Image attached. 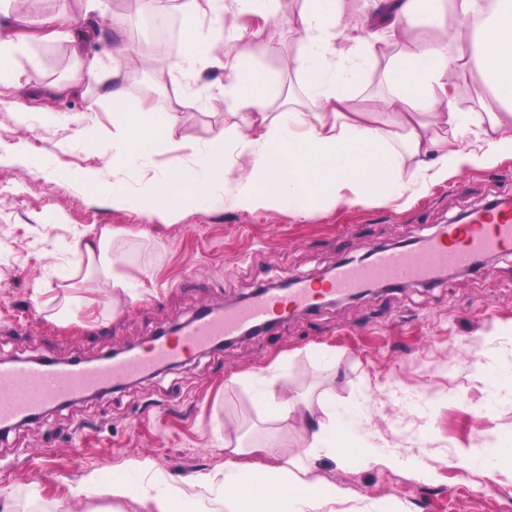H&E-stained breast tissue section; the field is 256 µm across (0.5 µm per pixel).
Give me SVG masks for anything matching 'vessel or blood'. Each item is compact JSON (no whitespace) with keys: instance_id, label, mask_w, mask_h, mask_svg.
Masks as SVG:
<instances>
[{"instance_id":"obj_1","label":"vessel or blood","mask_w":512,"mask_h":512,"mask_svg":"<svg viewBox=\"0 0 512 512\" xmlns=\"http://www.w3.org/2000/svg\"><path fill=\"white\" fill-rule=\"evenodd\" d=\"M508 252H512V207L477 209L466 223L444 225L423 249L382 251L368 265L338 267L322 285L303 280L288 294H262L224 313L198 316L187 334L153 339L148 347L131 349L119 358L106 356L93 363L1 362L0 430L114 382L142 378L191 351L239 335L246 327L272 322L274 315L288 310L309 308L332 296L354 295L369 282L425 283L439 270L466 266L476 256Z\"/></svg>"}]
</instances>
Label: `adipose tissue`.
I'll return each instance as SVG.
<instances>
[{
	"mask_svg": "<svg viewBox=\"0 0 512 512\" xmlns=\"http://www.w3.org/2000/svg\"><path fill=\"white\" fill-rule=\"evenodd\" d=\"M495 2L485 18L480 0H393L391 26L403 48L382 72L383 94L362 109L356 104L358 89L383 37L346 34V0H301L295 14L298 69L309 77L308 107L285 89L273 88L268 71L250 64L248 56L224 49L225 43L247 38L238 18L276 17L283 0H176L175 9L189 23L184 56L175 66L154 64L156 81L166 82L178 72L225 73L224 94L232 98L240 120L209 128L203 144H191V161L175 158L171 175L139 196V215L162 217L172 191L184 209L204 203L250 212L285 206L306 214L323 205H364L416 194L462 169L512 156V0ZM450 9L462 18L461 27L442 24L435 37L420 36L418 14L441 18ZM476 16L482 22L474 27L469 20ZM23 22L24 38L0 37V86L20 87L13 61L26 42L66 40L74 70L70 92L95 87L112 103V123L122 137L113 166L126 165L136 155L138 135L153 144H173L179 112L194 102L180 98L161 123H154L153 108L130 99L125 89L120 60L132 52L129 42L117 40L115 64L107 72L90 54L96 29L68 0H52ZM471 65L492 85L495 100L481 102L479 111L463 112L452 77ZM472 134L479 149L464 143ZM74 236L75 272L98 278L106 295L130 293L125 259L110 248L112 229L93 235L78 230ZM263 396L274 419H299L309 431L300 452L278 454L273 464L229 458L222 471L156 493L123 478L105 481L91 474L79 481L77 497L141 499L151 502L154 512H321L341 502L346 492L333 482L307 480L312 460L324 456L343 464L362 457L389 467L400 463L398 449L371 443L358 430L354 412L333 398L321 399L319 412H312L301 395L274 378L265 382Z\"/></svg>",
	"mask_w": 512,
	"mask_h": 512,
	"instance_id": "1",
	"label": "adipose tissue"
}]
</instances>
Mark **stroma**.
<instances>
[{"label": "stroma", "instance_id": "obj_1", "mask_svg": "<svg viewBox=\"0 0 512 512\" xmlns=\"http://www.w3.org/2000/svg\"><path fill=\"white\" fill-rule=\"evenodd\" d=\"M289 0L276 19L242 17L271 50L260 65L304 93L297 70L298 36ZM20 57L22 94L32 107L0 105V359L95 360L111 349L147 343L202 307L241 305L271 282L318 279L345 259L424 240L457 214L512 198V157L470 167L432 183L411 200L321 208L298 216L285 207L249 213L232 207L175 210L172 221L147 223L117 208L105 189L79 175L104 170L106 182L139 194L169 173L180 143L202 140L209 127L235 122L220 93L223 76L177 78L149 86L128 80L129 98L164 113L182 96L199 97L181 113L175 145L152 150L132 166L106 167L113 153L112 104L99 90L86 97H50L72 73L64 42L31 45ZM72 173L70 185L54 176ZM117 229L114 251L136 295L105 304L70 279L73 258L63 246L75 227ZM90 303L81 323L50 321L65 298ZM512 369V256L420 285L396 284L359 301L322 304L288 314L268 332L227 347L213 346L136 381L71 404L0 433V494L14 512H55L73 501L82 476L109 480L130 461H149L151 477L183 484L223 469L225 444L250 447L272 437L275 449L299 451L308 435L296 419H269L254 377L280 375L310 402L328 395L358 403L377 442L430 466L390 469L352 459L340 467L315 460L309 479L347 491L336 512H512V474L470 471L461 449L495 448L512 434V400L487 406L478 364ZM238 383H231V376Z\"/></svg>", "mask_w": 512, "mask_h": 512}]
</instances>
